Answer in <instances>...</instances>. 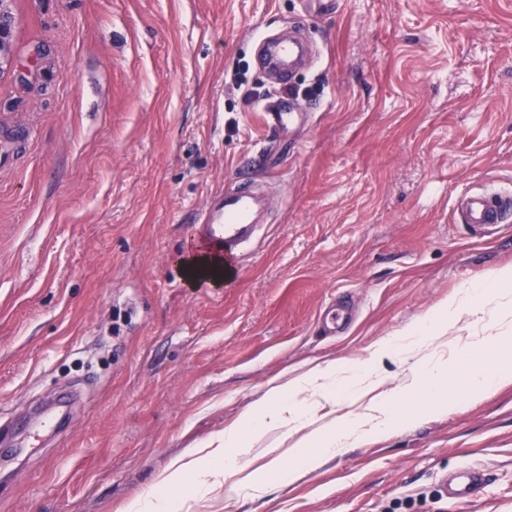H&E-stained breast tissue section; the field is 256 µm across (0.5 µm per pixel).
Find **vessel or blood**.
Masks as SVG:
<instances>
[{
  "instance_id": "obj_1",
  "label": "vessel or blood",
  "mask_w": 512,
  "mask_h": 512,
  "mask_svg": "<svg viewBox=\"0 0 512 512\" xmlns=\"http://www.w3.org/2000/svg\"><path fill=\"white\" fill-rule=\"evenodd\" d=\"M268 56L288 71L305 53L297 40L268 41L264 44ZM301 116L291 103H281L264 109L262 121L266 130L276 132L287 129ZM260 201L251 184L244 183L219 194L218 203L204 214L200 231L204 243L219 247L224 254L226 270H235L241 253L253 246L258 235ZM466 223L484 230H497L507 216L512 215V197L475 192L462 202ZM489 481L484 470L467 468L449 479H443L442 491L449 500L467 502L479 496Z\"/></svg>"
}]
</instances>
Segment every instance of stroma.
<instances>
[{"mask_svg": "<svg viewBox=\"0 0 512 512\" xmlns=\"http://www.w3.org/2000/svg\"><path fill=\"white\" fill-rule=\"evenodd\" d=\"M10 0L0 75V430L72 389L65 431L0 458V512H122L274 384L365 359L449 296L512 266V0ZM310 62L280 80L261 40ZM308 120L267 141L262 106ZM269 200L218 285L181 259L215 195ZM342 334L319 315L337 298ZM489 476L454 502L443 477ZM190 512H512V384L348 448L258 497ZM461 206L467 224L484 231H495L511 214L512 197L511 194L475 192L467 196Z\"/></svg>", "mask_w": 512, "mask_h": 512, "instance_id": "stroma-1", "label": "stroma"}]
</instances>
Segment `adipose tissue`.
Segmentation results:
<instances>
[{
  "mask_svg": "<svg viewBox=\"0 0 512 512\" xmlns=\"http://www.w3.org/2000/svg\"><path fill=\"white\" fill-rule=\"evenodd\" d=\"M492 294L493 305L481 297ZM472 317L488 334L458 345L448 364L438 341L462 317ZM412 357L417 370L385 388L380 374L390 355ZM512 384V266L497 269L477 286L449 297L421 323L393 342L377 346L356 365L328 362L274 385L236 425L175 459L153 490L135 497L124 512H184L188 503L210 500L240 465L243 449L275 435L280 453L243 486L260 495L287 483L344 449L447 411L449 399L466 402ZM347 390L353 411L338 413L339 390Z\"/></svg>",
  "mask_w": 512,
  "mask_h": 512,
  "instance_id": "obj_1",
  "label": "adipose tissue"
}]
</instances>
